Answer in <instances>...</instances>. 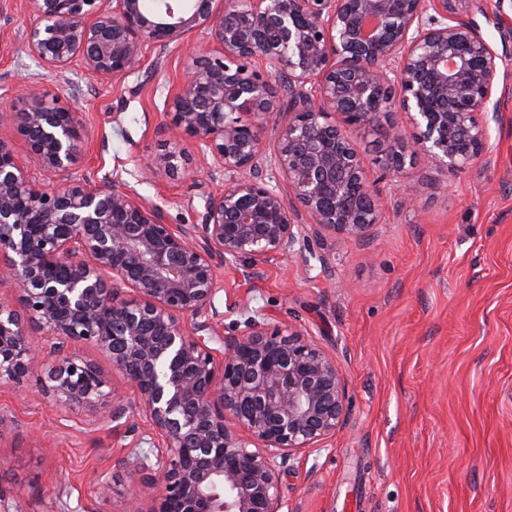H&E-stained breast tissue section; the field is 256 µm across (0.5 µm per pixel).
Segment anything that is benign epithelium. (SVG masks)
Returning <instances> with one entry per match:
<instances>
[{
	"label": "benign epithelium",
	"instance_id": "1",
	"mask_svg": "<svg viewBox=\"0 0 512 512\" xmlns=\"http://www.w3.org/2000/svg\"><path fill=\"white\" fill-rule=\"evenodd\" d=\"M104 2L37 0L30 52L49 67L79 58L121 79L148 45L185 48L166 114L224 189L187 228L123 184L69 178L84 143L79 113L28 87L17 129L32 162L58 180L35 186L0 141V280L18 286L16 299L0 298V377L19 381L52 357L45 394L94 404L106 380L67 350L92 344L134 385L144 433L163 441L126 456L135 478L124 512H282L280 473L343 428L346 383L300 328L260 311L221 332L214 256L247 258L245 278L294 252L330 268L322 232L364 240L382 210L335 117L378 135L377 162L392 179L419 154L461 170L488 150L501 56L469 17L472 0ZM197 30L220 50L185 47ZM399 111L419 129L410 142L391 121ZM185 154L173 142L145 175L178 172ZM31 325L45 341L28 336ZM144 487L155 490L149 508Z\"/></svg>",
	"mask_w": 512,
	"mask_h": 512
}]
</instances>
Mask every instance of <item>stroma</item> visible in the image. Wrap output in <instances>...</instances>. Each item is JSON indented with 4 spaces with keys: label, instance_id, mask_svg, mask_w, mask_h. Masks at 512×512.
Returning <instances> with one entry per match:
<instances>
[{
    "label": "stroma",
    "instance_id": "stroma-1",
    "mask_svg": "<svg viewBox=\"0 0 512 512\" xmlns=\"http://www.w3.org/2000/svg\"><path fill=\"white\" fill-rule=\"evenodd\" d=\"M471 18L505 52L498 116L488 154L456 173L422 155L404 181L417 208L402 209L382 183L381 221L366 242L331 249L332 266L284 255L243 279L219 264L218 309L243 310L312 334L336 360L349 396L345 427L284 470L280 495L290 512H512V6L475 0ZM34 0H0V106L26 86L56 95L84 125L73 178L114 180L166 211L170 223L199 224L222 179L209 177L188 144L176 175L142 170L181 139L164 112L178 89L180 50L150 46L125 79L66 69L33 57L26 33ZM73 356L94 363L129 410L111 421V400L65 408L43 393L47 368L22 384L0 380V512H121L130 482L123 461L137 444L131 382L93 346ZM109 480L110 494L98 492Z\"/></svg>",
    "mask_w": 512,
    "mask_h": 512
}]
</instances>
